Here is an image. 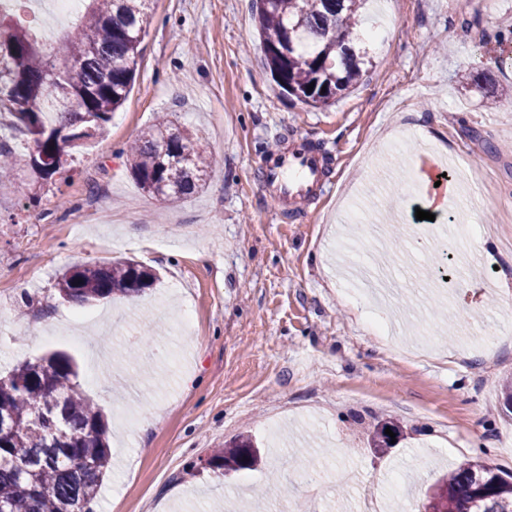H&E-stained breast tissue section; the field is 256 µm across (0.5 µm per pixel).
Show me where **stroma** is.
<instances>
[{"mask_svg": "<svg viewBox=\"0 0 512 512\" xmlns=\"http://www.w3.org/2000/svg\"><path fill=\"white\" fill-rule=\"evenodd\" d=\"M371 63L335 104L282 94L252 0H153L137 77L107 134L74 152L39 202L0 190V376L62 351L109 420L112 472L97 512H360L395 505L462 461L512 473V112L471 81L498 66L512 0H370ZM218 161L204 190L145 194L127 146L160 114ZM297 134L327 160L325 190L279 210L256 178L261 145ZM452 144L491 179L455 225L402 224L415 159ZM467 250L473 265L454 268ZM132 258L158 275L137 300L76 308L58 275ZM446 272V293L410 288ZM32 302L25 311L23 297ZM191 324H183L185 312ZM398 421L384 456L373 424ZM249 434L265 465L222 475L204 462Z\"/></svg>", "mask_w": 512, "mask_h": 512, "instance_id": "1", "label": "stroma"}]
</instances>
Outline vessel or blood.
I'll use <instances>...</instances> for the list:
<instances>
[{"label":"vessel or blood","mask_w":512,"mask_h":512,"mask_svg":"<svg viewBox=\"0 0 512 512\" xmlns=\"http://www.w3.org/2000/svg\"><path fill=\"white\" fill-rule=\"evenodd\" d=\"M326 160L301 139L263 158L260 179L280 204L317 198L323 191Z\"/></svg>","instance_id":"b4317fda"}]
</instances>
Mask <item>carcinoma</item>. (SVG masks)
<instances>
[{"mask_svg": "<svg viewBox=\"0 0 512 512\" xmlns=\"http://www.w3.org/2000/svg\"><path fill=\"white\" fill-rule=\"evenodd\" d=\"M64 52L25 25L17 11L0 10V45L10 53L0 72V114L29 140L27 165L37 181L66 171L75 140L103 135L126 101L137 74L151 0H86ZM365 0H252L266 64L286 94L314 108L335 102L356 84L366 57L356 50V28ZM294 46L286 48L288 33ZM312 91H307L308 85ZM131 173L149 196L178 200L203 188L212 162L201 137L162 119L137 135L127 154ZM15 152L0 140V189L13 186ZM155 281L133 259L89 263L57 279L60 298L86 305L140 295ZM73 360L53 354L26 362L0 377V512H95L111 472L108 421L79 389ZM378 425L372 448L393 447ZM262 461L248 436L215 451L207 465L226 472L251 470ZM512 512V481L497 479L482 460H467L435 483L434 503L424 512Z\"/></svg>", "mask_w": 512, "mask_h": 512, "instance_id": "obj_1", "label": "carcinoma"}]
</instances>
